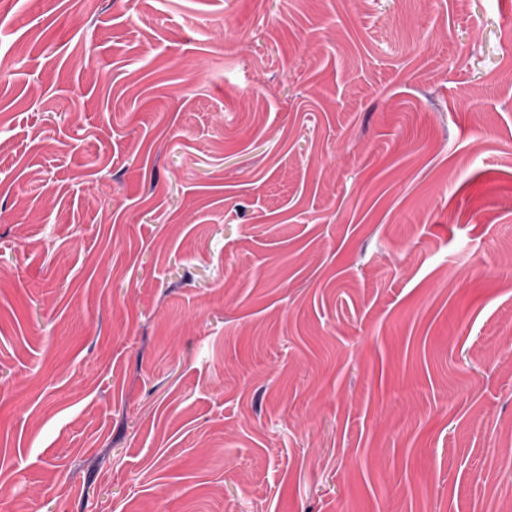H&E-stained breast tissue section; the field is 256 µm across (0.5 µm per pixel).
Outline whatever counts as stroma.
I'll use <instances>...</instances> for the list:
<instances>
[{
    "label": "stroma",
    "instance_id": "1",
    "mask_svg": "<svg viewBox=\"0 0 512 512\" xmlns=\"http://www.w3.org/2000/svg\"><path fill=\"white\" fill-rule=\"evenodd\" d=\"M512 0H11L0 512H512Z\"/></svg>",
    "mask_w": 512,
    "mask_h": 512
}]
</instances>
